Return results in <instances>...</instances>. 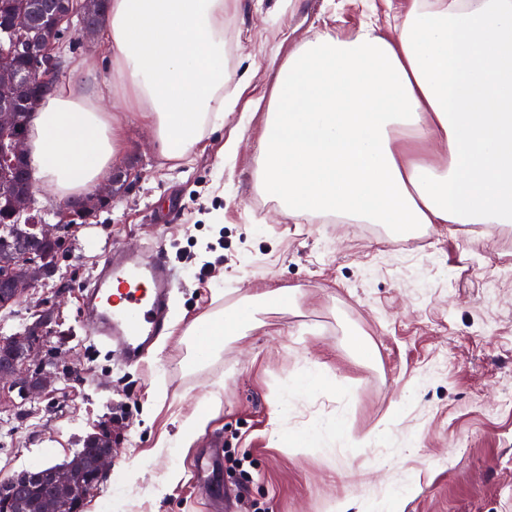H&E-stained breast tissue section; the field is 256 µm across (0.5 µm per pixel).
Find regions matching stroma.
<instances>
[{
    "label": "stroma",
    "instance_id": "35a3bbf8",
    "mask_svg": "<svg viewBox=\"0 0 512 512\" xmlns=\"http://www.w3.org/2000/svg\"><path fill=\"white\" fill-rule=\"evenodd\" d=\"M401 2L227 0L223 126L168 161L127 117L111 203L66 232L53 279L0 309V337L53 316L49 384L30 396L0 385V482L66 464L104 433L115 454L83 512H210L193 469L214 440L234 512H367L398 489L395 512H512V225L427 224L398 237L383 224H295L255 187L254 144L279 64L316 33L348 36ZM68 38L76 46L63 78L88 62L108 80L101 40ZM116 245L162 246L176 271L175 322L140 365L78 320L82 285ZM295 287L288 306L258 311L255 329L188 367L194 319ZM356 337L370 358L352 353ZM310 368L327 383L280 407L279 392ZM213 397L204 431L170 453L183 417ZM328 421L342 433L307 448L277 444Z\"/></svg>",
    "mask_w": 512,
    "mask_h": 512
}]
</instances>
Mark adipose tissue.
<instances>
[{
	"label": "adipose tissue",
	"instance_id": "1",
	"mask_svg": "<svg viewBox=\"0 0 512 512\" xmlns=\"http://www.w3.org/2000/svg\"><path fill=\"white\" fill-rule=\"evenodd\" d=\"M225 0H110L108 52L124 90L100 105L93 69L60 81L29 125L33 182L57 200L95 188L137 113L160 154L184 158L224 123ZM438 144L441 164L405 159L395 129ZM261 192L293 221L337 215L407 234L422 224H512V0H409L391 36L369 23L323 32L288 57L259 139ZM285 288L193 321L190 365L252 328Z\"/></svg>",
	"mask_w": 512,
	"mask_h": 512
}]
</instances>
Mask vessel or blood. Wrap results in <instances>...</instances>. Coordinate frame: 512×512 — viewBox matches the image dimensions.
<instances>
[{"label":"vessel or blood","instance_id":"vessel-or-blood-1","mask_svg":"<svg viewBox=\"0 0 512 512\" xmlns=\"http://www.w3.org/2000/svg\"><path fill=\"white\" fill-rule=\"evenodd\" d=\"M175 285L174 270L162 251L145 255L113 249L88 279L79 321L125 362H141L166 330ZM223 468L224 452L217 447L195 462L194 483L214 502L224 497Z\"/></svg>","mask_w":512,"mask_h":512}]
</instances>
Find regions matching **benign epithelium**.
<instances>
[{
    "instance_id": "benign-epithelium-1",
    "label": "benign epithelium",
    "mask_w": 512,
    "mask_h": 512,
    "mask_svg": "<svg viewBox=\"0 0 512 512\" xmlns=\"http://www.w3.org/2000/svg\"><path fill=\"white\" fill-rule=\"evenodd\" d=\"M87 0H64L54 14V30L64 35L77 30L87 38L96 33L97 28L85 22ZM33 10L15 13L6 27L0 29V87L8 96L26 92L32 85H47L59 79L63 68V57L56 52L45 50L42 45V32L34 22ZM23 50L31 59L26 73L14 70L5 63L14 51ZM15 108L11 102L0 105V175L7 171H17V164L29 162L26 150L27 134L14 132ZM34 185L29 167H24L20 184L13 185L12 203L15 211L28 210L32 206ZM112 186H107L89 198L80 201V211L88 213L111 201ZM59 221L55 224H40L39 240L47 242L58 237L64 227L73 224L74 212L69 205L58 212ZM56 256L45 252L18 250L0 259V282H5L8 293L14 301H21L33 290L44 284L56 273ZM10 345L24 351V361L0 364V383H9L24 395L45 387L47 378L33 377L43 362V343L30 336V332L11 337ZM115 449L110 445L97 443L95 448H87L76 458L63 466H52L38 472H21L9 479L18 489L32 483L41 485L38 512H82L83 501L73 500L67 494L68 487L77 479L86 477L87 470L100 478L105 475L112 463Z\"/></svg>"
}]
</instances>
